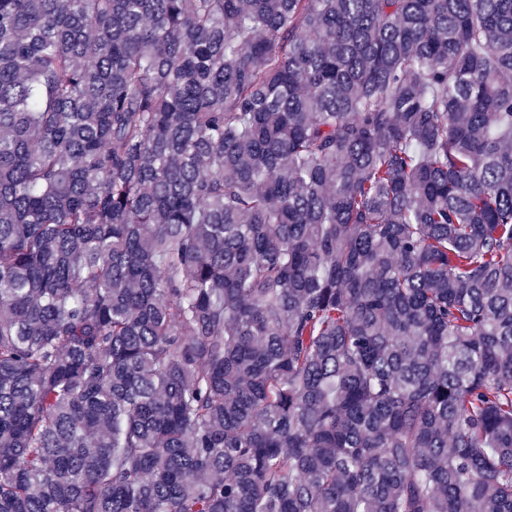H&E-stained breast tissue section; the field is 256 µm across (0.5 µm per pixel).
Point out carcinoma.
I'll return each mask as SVG.
<instances>
[{
    "label": "carcinoma",
    "instance_id": "1",
    "mask_svg": "<svg viewBox=\"0 0 512 512\" xmlns=\"http://www.w3.org/2000/svg\"><path fill=\"white\" fill-rule=\"evenodd\" d=\"M0 512H512V0H0Z\"/></svg>",
    "mask_w": 512,
    "mask_h": 512
}]
</instances>
